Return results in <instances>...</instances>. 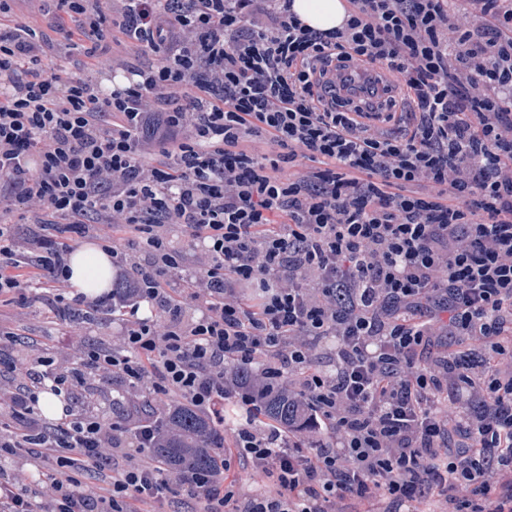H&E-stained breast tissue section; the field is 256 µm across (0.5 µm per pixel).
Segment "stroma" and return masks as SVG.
Returning a JSON list of instances; mask_svg holds the SVG:
<instances>
[{"label":"stroma","instance_id":"obj_1","mask_svg":"<svg viewBox=\"0 0 512 512\" xmlns=\"http://www.w3.org/2000/svg\"><path fill=\"white\" fill-rule=\"evenodd\" d=\"M63 240L74 248L87 243L113 246L118 252L113 260V275L117 278L145 261L138 239L112 231L106 224L91 225L86 237L67 234ZM67 290V285L52 284L28 291L21 303L0 300V327L16 335L13 345L0 349V368L15 365L30 369L36 367L38 358L50 356L56 372L67 376L83 349L99 344L116 350L122 348L123 327L111 317L100 315L93 322L76 323L57 316L54 296ZM124 393L121 379L89 372L81 384L63 398L62 404L71 412L94 413L112 422L126 415Z\"/></svg>","mask_w":512,"mask_h":512}]
</instances>
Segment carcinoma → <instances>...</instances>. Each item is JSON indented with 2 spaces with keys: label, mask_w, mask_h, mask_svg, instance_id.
Wrapping results in <instances>:
<instances>
[{
  "label": "carcinoma",
  "mask_w": 512,
  "mask_h": 512,
  "mask_svg": "<svg viewBox=\"0 0 512 512\" xmlns=\"http://www.w3.org/2000/svg\"><path fill=\"white\" fill-rule=\"evenodd\" d=\"M130 288L128 281H112V307L105 310L109 316L122 315L123 303ZM261 416L271 422L288 428L300 426L304 419L294 415L295 400L288 390L277 382H265L258 389ZM150 423L156 428V446L148 449L149 456L161 461L182 474L206 476L217 469L212 449L221 442L213 420L190 405H177L157 412L146 408Z\"/></svg>",
  "instance_id": "obj_1"
}]
</instances>
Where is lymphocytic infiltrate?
Instances as JSON below:
<instances>
[{"label": "lymphocytic infiltrate", "instance_id": "f902f5d3", "mask_svg": "<svg viewBox=\"0 0 512 512\" xmlns=\"http://www.w3.org/2000/svg\"><path fill=\"white\" fill-rule=\"evenodd\" d=\"M292 0H0V296L61 284L58 229L142 239L124 345L80 367L223 421L276 491L244 512H330L387 498L406 512H512V0H346L328 32ZM83 48L85 75L63 49ZM158 62L129 69L130 50ZM131 70L105 89L104 75ZM390 77L389 109H339L331 76ZM411 109L388 131L397 105ZM306 159L294 170L297 159ZM36 229L15 242L8 219ZM210 261L182 278L168 235ZM157 301L167 320L138 316ZM196 314L185 317L186 307ZM336 367L316 365L321 339ZM479 341L465 353L462 338ZM245 367L291 377L322 438L262 421ZM35 393L0 387V450L35 453L26 488L0 467V512H150L161 464L104 452L125 422L46 428ZM96 470L102 493L84 492ZM191 512L234 485L183 475Z\"/></svg>", "mask_w": 512, "mask_h": 512}]
</instances>
